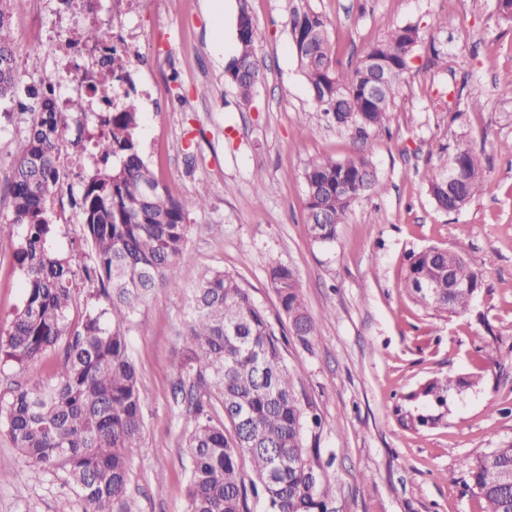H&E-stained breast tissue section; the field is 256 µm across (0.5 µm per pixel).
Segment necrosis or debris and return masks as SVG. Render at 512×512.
Wrapping results in <instances>:
<instances>
[{"mask_svg":"<svg viewBox=\"0 0 512 512\" xmlns=\"http://www.w3.org/2000/svg\"><path fill=\"white\" fill-rule=\"evenodd\" d=\"M144 0H112V24L107 45H88L78 32H53L46 42L56 48L55 67L68 75V82L44 77L40 87L52 93L58 106L71 96L83 94L94 112H116L122 99L136 88L134 74L149 68L151 55L145 49L138 18Z\"/></svg>","mask_w":512,"mask_h":512,"instance_id":"4bbe7bcc","label":"necrosis or debris"}]
</instances>
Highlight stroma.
Returning <instances> with one entry per match:
<instances>
[{"label": "stroma", "instance_id": "1", "mask_svg": "<svg viewBox=\"0 0 512 512\" xmlns=\"http://www.w3.org/2000/svg\"><path fill=\"white\" fill-rule=\"evenodd\" d=\"M247 2L263 71L250 99L224 74L234 50L235 19ZM329 21L336 64L354 68L389 30L419 25L421 42L385 128L359 135L329 123L299 74L286 0H151L145 35L161 51L154 76L167 78L185 107L157 112L141 104L142 154L176 196L205 193L191 210L187 254L172 275L180 290L154 289L128 326L141 380L144 432L130 460L120 512H186L191 459L189 421L173 409L188 296L210 270L236 274L287 337L284 358L297 375L302 404L322 418L306 447L332 487L336 512H480L459 462L512 441V21L497 0H312ZM10 24L22 83L48 75L51 48L33 52L42 31L83 29L74 5L53 0L37 10L11 0ZM442 27H435V20ZM445 62L432 63L433 49ZM483 102L471 108V99ZM0 114V222L11 217L8 185L22 132L21 107ZM462 118L450 122V113ZM465 139L482 154L488 193L462 209L439 210L423 174L442 140ZM355 155L373 164L380 187L350 209L334 243L312 241L302 177L313 159ZM56 248L74 267L89 263L72 211L55 212ZM15 241L0 237V323L23 303ZM438 247L461 253L483 279L466 314L440 317L404 286L409 253ZM293 268L316 321L302 345L291 334L269 280L272 266ZM62 357L48 352L25 370L0 369V396L50 380ZM466 379L448 394L434 426L407 430V396L434 378ZM0 512H81L62 478L34 479L21 452L0 433Z\"/></svg>", "mask_w": 512, "mask_h": 512}]
</instances>
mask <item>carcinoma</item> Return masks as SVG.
<instances>
[{"label":"carcinoma","mask_w":512,"mask_h":512,"mask_svg":"<svg viewBox=\"0 0 512 512\" xmlns=\"http://www.w3.org/2000/svg\"><path fill=\"white\" fill-rule=\"evenodd\" d=\"M8 2L0 0V106L14 102L20 92ZM288 27L300 72L321 111L339 127L386 126L421 41L419 26L392 29L351 72L336 67L329 23L311 0H289ZM237 40L227 68L246 100L262 78L246 0H240L237 13ZM373 61L387 67L389 80L372 96L367 74ZM35 104L9 189V223L19 236L13 258L25 295L0 331V367H23L57 347L63 356L51 381L0 397V426L36 479L60 475L79 493L82 512H115L126 496L130 459L144 431L140 375L127 325L149 292L179 287L169 271L185 257L189 211L204 206L207 197L199 193L182 200L156 178L140 149L139 103L126 95L121 111L95 116L103 128L97 162L82 177L76 200L92 263L74 268L56 251L53 220L54 198L62 187L57 150L72 127L53 99ZM303 179L309 235L321 245L334 242L350 208L378 189L364 156L313 159ZM424 180L445 212L490 190L479 156L464 140L438 142L436 162ZM450 276L472 288L448 291ZM79 278L94 286L90 296L96 304L74 325L69 312ZM269 279L294 335L309 344L316 324L303 305L297 275L278 265L269 270ZM405 284L417 302L444 317L466 313L481 290L479 274L461 254L436 247L409 257ZM190 307L174 394L191 421L188 512H250L251 495L261 498L262 512H336L323 471L303 442L305 428L321 425L320 417L306 415L295 374L265 312L238 277L224 270L202 276ZM453 388V381L435 378L408 399L443 406ZM435 421L421 412L400 417L406 429ZM244 458L254 474L248 482L240 469ZM460 467L482 512H512L511 441L463 458Z\"/></svg>","instance_id":"cac0c4a2"}]
</instances>
